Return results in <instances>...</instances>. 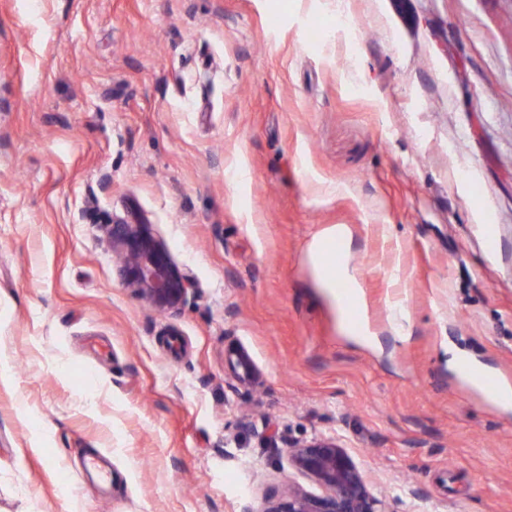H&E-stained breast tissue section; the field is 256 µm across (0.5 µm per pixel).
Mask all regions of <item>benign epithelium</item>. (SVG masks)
<instances>
[{
	"mask_svg": "<svg viewBox=\"0 0 512 512\" xmlns=\"http://www.w3.org/2000/svg\"><path fill=\"white\" fill-rule=\"evenodd\" d=\"M116 260L120 282L160 312H176L194 293L192 279L170 258L153 225L137 210L100 225ZM267 447L288 449L291 465L319 489L314 493L286 484L271 489L255 512H392L334 436L278 441L266 434Z\"/></svg>",
	"mask_w": 512,
	"mask_h": 512,
	"instance_id": "7a95c632",
	"label": "benign epithelium"
}]
</instances>
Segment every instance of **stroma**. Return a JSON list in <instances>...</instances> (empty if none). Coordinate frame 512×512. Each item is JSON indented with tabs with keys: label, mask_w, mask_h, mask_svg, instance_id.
<instances>
[{
	"label": "stroma",
	"mask_w": 512,
	"mask_h": 512,
	"mask_svg": "<svg viewBox=\"0 0 512 512\" xmlns=\"http://www.w3.org/2000/svg\"><path fill=\"white\" fill-rule=\"evenodd\" d=\"M131 205L180 311L116 277ZM336 224L358 320L308 255ZM452 346L512 385V0H0V512H246L308 483L267 431L394 512H512V411Z\"/></svg>",
	"instance_id": "35a3bbf8"
}]
</instances>
